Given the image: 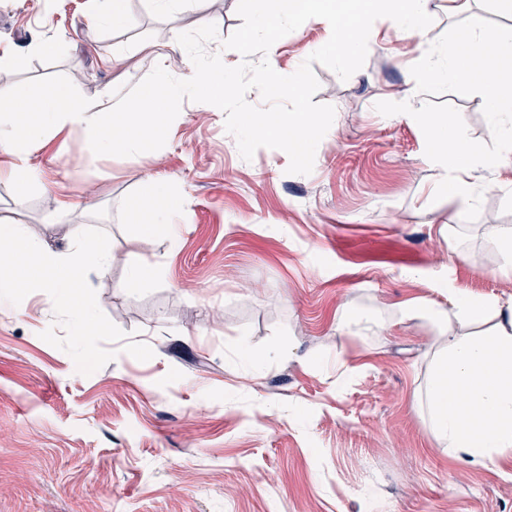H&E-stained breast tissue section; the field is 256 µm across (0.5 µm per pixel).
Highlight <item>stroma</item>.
I'll return each instance as SVG.
<instances>
[{
	"instance_id": "1",
	"label": "stroma",
	"mask_w": 512,
	"mask_h": 512,
	"mask_svg": "<svg viewBox=\"0 0 512 512\" xmlns=\"http://www.w3.org/2000/svg\"><path fill=\"white\" fill-rule=\"evenodd\" d=\"M237 5L209 0L220 38L208 52L241 25ZM127 14L115 27L92 18L90 0H0V53L18 60L0 71V94L65 83L87 101L111 88L120 105L155 77L156 43L170 78L186 73L176 37L198 27L192 0L174 15L127 0ZM432 17L422 41L376 20L348 80L314 65L313 100L335 118L310 174L288 173L279 149L244 160L224 112L186 100L144 153L92 156L77 147L83 132L67 130L30 150L42 189L22 201L0 180V222L50 249H66L77 224L108 235L112 260L88 282L128 335L86 376L40 337L55 319L47 293L0 300V512H512V449L481 466L439 444L415 406L436 331L398 314L412 300L446 301L452 287L512 303V273H500L486 235L512 226L504 170L465 171L483 191L466 222L455 197L434 198L445 170L417 123L375 109L446 103L485 141L481 96L427 97L410 68L456 21L512 26V16L471 0L455 14L435 5ZM323 36L304 23L271 47V66L294 73ZM41 40L56 55L32 54ZM154 176L175 190V234L125 219ZM70 199L95 209L59 215ZM139 262L161 273L127 287Z\"/></svg>"
}]
</instances>
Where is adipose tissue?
<instances>
[{
  "mask_svg": "<svg viewBox=\"0 0 512 512\" xmlns=\"http://www.w3.org/2000/svg\"><path fill=\"white\" fill-rule=\"evenodd\" d=\"M154 59L156 78L141 84L125 106L100 108L65 85L44 95L19 85L0 96V152L12 158L0 167V178L23 190L40 186L29 152L67 129H82L86 147L100 153L144 152L174 120L164 101L193 93L220 98L232 83V72L220 59L192 65L190 76L179 81L168 77L164 46L156 47ZM174 198L170 183L155 178L148 199L129 201L127 213L135 225L166 230ZM492 312L500 318L494 333L458 335L447 328L449 317L475 323ZM400 314L427 321L438 331L423 399L435 436L459 460L495 462L512 449V305L452 289L447 304L421 299L403 305Z\"/></svg>",
  "mask_w": 512,
  "mask_h": 512,
  "instance_id": "1",
  "label": "adipose tissue"
}]
</instances>
